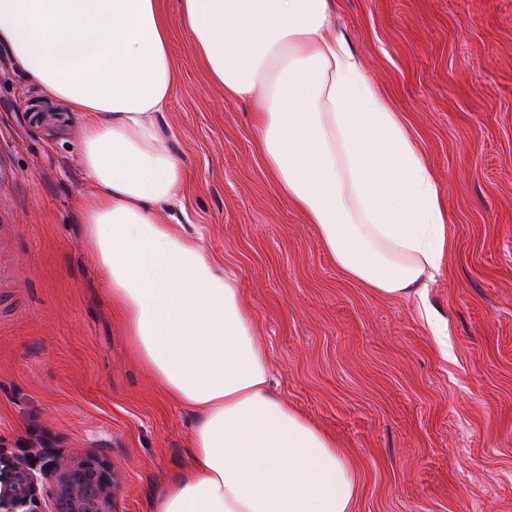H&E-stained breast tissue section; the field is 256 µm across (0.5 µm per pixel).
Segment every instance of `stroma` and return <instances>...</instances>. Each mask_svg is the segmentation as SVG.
<instances>
[{
    "instance_id": "obj_1",
    "label": "stroma",
    "mask_w": 512,
    "mask_h": 512,
    "mask_svg": "<svg viewBox=\"0 0 512 512\" xmlns=\"http://www.w3.org/2000/svg\"><path fill=\"white\" fill-rule=\"evenodd\" d=\"M336 31L443 191L454 249L426 301L343 277L258 153L249 104L177 24L159 129L182 206L236 275L276 392L350 452L354 512H512V0H338ZM39 98L0 48V453L99 457L123 477L119 512H148L192 416L112 308L84 243L79 126L35 121Z\"/></svg>"
}]
</instances>
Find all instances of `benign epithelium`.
I'll list each match as a JSON object with an SVG mask.
<instances>
[{
	"instance_id": "obj_1",
	"label": "benign epithelium",
	"mask_w": 512,
	"mask_h": 512,
	"mask_svg": "<svg viewBox=\"0 0 512 512\" xmlns=\"http://www.w3.org/2000/svg\"><path fill=\"white\" fill-rule=\"evenodd\" d=\"M36 464L0 453V512H117V472L96 457L71 460L45 446Z\"/></svg>"
}]
</instances>
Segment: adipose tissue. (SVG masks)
<instances>
[{
	"mask_svg": "<svg viewBox=\"0 0 512 512\" xmlns=\"http://www.w3.org/2000/svg\"><path fill=\"white\" fill-rule=\"evenodd\" d=\"M210 80L255 105L288 203L348 280L425 298L448 211L400 113L334 36L336 0H176ZM159 0H0V47L83 121L85 245L162 392L194 415L191 455L149 512H352L335 437L270 389L239 283L172 223L186 173L156 117L179 80Z\"/></svg>",
	"mask_w": 512,
	"mask_h": 512,
	"instance_id": "ef3b65f1",
	"label": "adipose tissue"
}]
</instances>
